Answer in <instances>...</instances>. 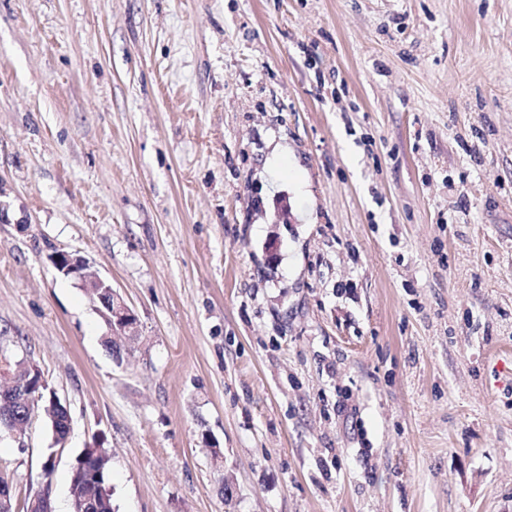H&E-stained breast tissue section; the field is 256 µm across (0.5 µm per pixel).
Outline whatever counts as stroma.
<instances>
[{
  "label": "stroma",
  "instance_id": "35a3bbf8",
  "mask_svg": "<svg viewBox=\"0 0 512 512\" xmlns=\"http://www.w3.org/2000/svg\"><path fill=\"white\" fill-rule=\"evenodd\" d=\"M1 361L15 512H512V0H0ZM52 263L55 268L66 276L78 279L83 288H102L110 297L107 312H99L111 327L113 336H123L126 341L134 340L139 334V321L135 312L112 289V283L90 271L89 263L81 256L65 251L53 254ZM29 368V377L21 382H17V367L12 368L9 364L2 365L0 368V401L3 400L8 395L14 397V395H19L21 401L25 403L28 407V417L26 416V423L29 422L32 416L37 412L38 406L42 400V392L45 400L42 401L41 410L45 413V415L49 418L50 421H53L55 417L60 416L59 421H55V425L59 432L65 431L66 424L64 421L68 420V416L70 418L69 413L67 412L60 413L57 411L54 404L50 401V398L47 397L48 389L40 388L42 392L38 389V386L42 385L43 387L46 385L44 380L35 381V376L39 369L33 364H27ZM32 376L30 377V375ZM71 419V418H70ZM106 449L101 444H95L84 448L76 465L73 467L72 486L81 487L84 485L85 479L93 474L90 469V463L98 465L99 458L105 454Z\"/></svg>",
  "mask_w": 512,
  "mask_h": 512
}]
</instances>
